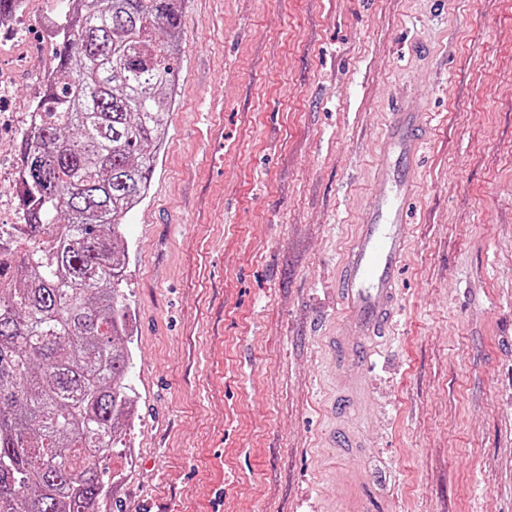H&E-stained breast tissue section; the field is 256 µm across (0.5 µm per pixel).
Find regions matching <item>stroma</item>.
Masks as SVG:
<instances>
[{"instance_id":"1","label":"stroma","mask_w":512,"mask_h":512,"mask_svg":"<svg viewBox=\"0 0 512 512\" xmlns=\"http://www.w3.org/2000/svg\"><path fill=\"white\" fill-rule=\"evenodd\" d=\"M60 11L0 32L14 111ZM181 27L121 231L136 410L114 512H512V0H186ZM398 105L429 141L397 323L349 367L347 412L336 277Z\"/></svg>"}]
</instances>
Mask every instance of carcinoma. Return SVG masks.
Returning <instances> with one entry per match:
<instances>
[{
	"mask_svg": "<svg viewBox=\"0 0 512 512\" xmlns=\"http://www.w3.org/2000/svg\"><path fill=\"white\" fill-rule=\"evenodd\" d=\"M185 0H66L0 229V512H102L131 412L121 226L176 101Z\"/></svg>",
	"mask_w": 512,
	"mask_h": 512,
	"instance_id": "carcinoma-1",
	"label": "carcinoma"
}]
</instances>
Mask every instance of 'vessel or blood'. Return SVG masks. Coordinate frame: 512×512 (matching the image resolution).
Masks as SVG:
<instances>
[{
    "label": "vessel or blood",
    "mask_w": 512,
    "mask_h": 512,
    "mask_svg": "<svg viewBox=\"0 0 512 512\" xmlns=\"http://www.w3.org/2000/svg\"><path fill=\"white\" fill-rule=\"evenodd\" d=\"M425 126L424 113H393L378 169L384 189L374 194L356 224L338 275L345 330L330 337L329 345L336 356V374L353 393L359 382L348 374V365L369 362L377 342L394 326L398 267L412 236L406 203L417 190L409 168L427 146Z\"/></svg>",
    "instance_id": "vessel-or-blood-1"
}]
</instances>
